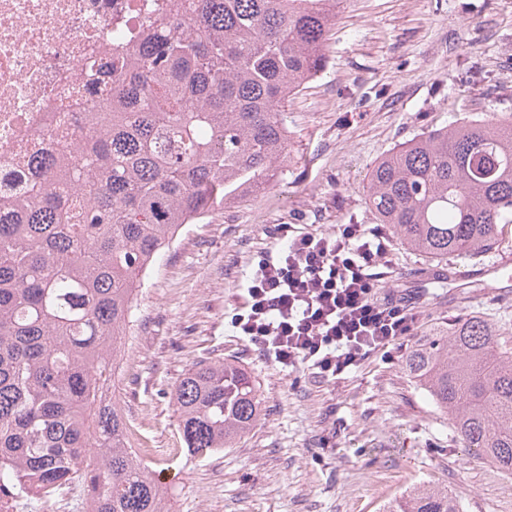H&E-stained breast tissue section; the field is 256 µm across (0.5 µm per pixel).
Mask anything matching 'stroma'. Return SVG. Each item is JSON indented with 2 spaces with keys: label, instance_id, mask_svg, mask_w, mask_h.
<instances>
[{
  "label": "stroma",
  "instance_id": "stroma-1",
  "mask_svg": "<svg viewBox=\"0 0 512 512\" xmlns=\"http://www.w3.org/2000/svg\"><path fill=\"white\" fill-rule=\"evenodd\" d=\"M328 65L288 102V162L266 192L186 225L144 280L123 338L113 398L133 447L168 488L171 512H381L418 485L445 486L464 512H512V473L463 448L451 420L405 369L375 355L329 382L264 359L230 325L263 252L287 231L376 227L373 165L399 144L451 123L512 121V0H341ZM498 251L435 263L393 241L380 294L412 291L418 336L462 315L512 342V293L434 283ZM231 360L254 376L263 410L233 447L182 452L173 386L195 364Z\"/></svg>",
  "mask_w": 512,
  "mask_h": 512
}]
</instances>
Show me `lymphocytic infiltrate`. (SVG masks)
<instances>
[{
	"label": "lymphocytic infiltrate",
	"instance_id": "obj_1",
	"mask_svg": "<svg viewBox=\"0 0 512 512\" xmlns=\"http://www.w3.org/2000/svg\"><path fill=\"white\" fill-rule=\"evenodd\" d=\"M389 249L384 232L359 224L295 235L259 259L231 324L270 361L327 381L406 348L419 321L414 294L377 295L374 270Z\"/></svg>",
	"mask_w": 512,
	"mask_h": 512
}]
</instances>
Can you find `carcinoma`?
Listing matches in <instances>:
<instances>
[{
    "instance_id": "carcinoma-1",
    "label": "carcinoma",
    "mask_w": 512,
    "mask_h": 512,
    "mask_svg": "<svg viewBox=\"0 0 512 512\" xmlns=\"http://www.w3.org/2000/svg\"><path fill=\"white\" fill-rule=\"evenodd\" d=\"M331 0H166L75 75L95 102L0 197V498L79 485L84 512H170L108 391L144 278L187 224L250 197L288 161V99L326 67ZM368 205L431 261L498 250L512 224V122L434 129L374 165ZM405 368L463 447L512 472V346L478 316L430 333ZM188 452L248 433L259 387L201 362L170 394ZM96 448L94 460L87 449ZM383 512H463L446 488Z\"/></svg>"
}]
</instances>
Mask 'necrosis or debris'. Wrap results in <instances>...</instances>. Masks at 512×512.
Segmentation results:
<instances>
[{
    "instance_id": "necrosis-or-debris-1",
    "label": "necrosis or debris",
    "mask_w": 512,
    "mask_h": 512,
    "mask_svg": "<svg viewBox=\"0 0 512 512\" xmlns=\"http://www.w3.org/2000/svg\"><path fill=\"white\" fill-rule=\"evenodd\" d=\"M162 0H0V191L22 188L20 157L50 149L37 138L59 105L79 112L89 96L70 80L86 58L136 28Z\"/></svg>"
}]
</instances>
